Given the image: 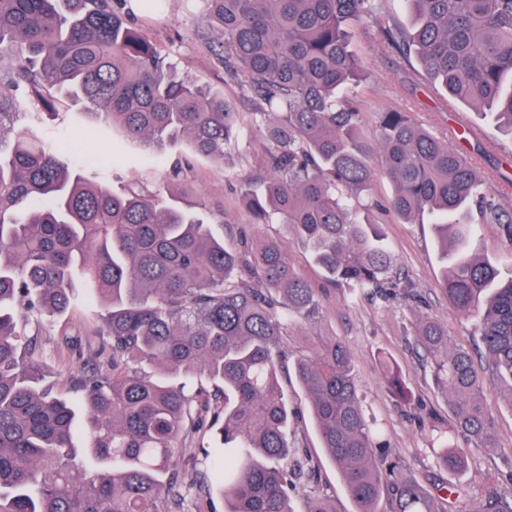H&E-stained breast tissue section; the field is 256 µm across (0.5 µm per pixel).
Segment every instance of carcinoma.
<instances>
[{
	"label": "carcinoma",
	"instance_id": "obj_1",
	"mask_svg": "<svg viewBox=\"0 0 512 512\" xmlns=\"http://www.w3.org/2000/svg\"><path fill=\"white\" fill-rule=\"evenodd\" d=\"M128 0H0V512H204L205 486L186 480L178 441L212 434L206 470L224 512H337L297 437L279 376L292 363L322 447L354 512H452L460 497L429 488L375 428L354 359L317 327L316 289L277 241L258 250L213 235L196 214L146 187L112 191L65 164L64 137L32 126L67 100L131 143L187 142L224 162L240 135L233 102L187 75L133 26ZM224 70L240 80L266 136L268 176L241 196L252 223L275 215L325 278L371 295L402 281L382 225L359 216L372 148L359 137L362 64L351 49L364 24L414 54L434 88L484 110L512 137V0H404L409 31L383 22L379 0H204ZM383 209L433 226L440 286L476 319L472 351L433 318L414 329L452 415L439 430L440 466L496 447L485 399L512 407V258L475 247V223L512 243V212L473 158L397 108L376 114ZM84 297L105 307L112 371L89 368L79 400L54 390L29 352L19 311L62 314ZM400 397L399 368L381 357ZM81 431L83 444L73 438ZM469 512H512V457L488 474Z\"/></svg>",
	"mask_w": 512,
	"mask_h": 512
}]
</instances>
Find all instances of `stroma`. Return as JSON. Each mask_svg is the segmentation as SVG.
Returning a JSON list of instances; mask_svg holds the SVG:
<instances>
[{
  "mask_svg": "<svg viewBox=\"0 0 512 512\" xmlns=\"http://www.w3.org/2000/svg\"><path fill=\"white\" fill-rule=\"evenodd\" d=\"M201 9L200 0H165L160 11L138 10L133 20L169 53L179 71L223 92L226 99L236 104L241 134L238 142L226 150L223 163L189 154L182 146L159 153L125 143L118 134L111 141H104L94 133L92 123L72 109L59 120L45 123L43 132H66V162L78 163L88 155L110 153L122 184H144L157 189L167 205L201 207L213 233L223 237L225 243H235L244 234L276 239L297 275L319 289L324 317L318 331L341 339L354 356L364 403L390 446L418 479L456 484L466 488L470 496H478L484 474L499 464L502 453L512 451V407L501 397L488 395L487 407L494 418L498 449L472 453L465 467L457 472L439 467L435 454L438 443L424 420L435 415L446 422L450 416L443 397L432 385L413 331L420 318L436 317L447 324L453 343L468 348L475 340V322L459 316L440 288V264L431 225L404 224L376 209L369 213L371 219L384 225L400 277L412 287L415 299L410 303L399 298L357 295L335 286L325 280L289 226H253L240 195L244 178L257 179L265 173L262 132L251 122L252 107L239 83L225 73L217 60L214 35L200 21ZM351 48L365 64L361 138L369 145H377L378 109H406L418 122L453 144L470 152L484 149L480 162L487 182L512 210V140L491 122L481 119L471 107L448 100L444 92L433 89L415 56L401 55L358 30L352 33ZM101 322L100 307L84 300L56 318L31 313L25 319L35 357L42 361L57 381L59 392L66 397L77 398V384L86 369L112 360V352L100 332ZM383 354L398 365L410 392L409 399H401L386 384L379 360ZM281 383L289 402L304 410L298 431L315 464L312 485L335 499L338 512H353V502L340 474L322 448L306 413L308 400L293 371H286Z\"/></svg>",
  "mask_w": 512,
  "mask_h": 512,
  "instance_id": "obj_1",
  "label": "stroma"
}]
</instances>
